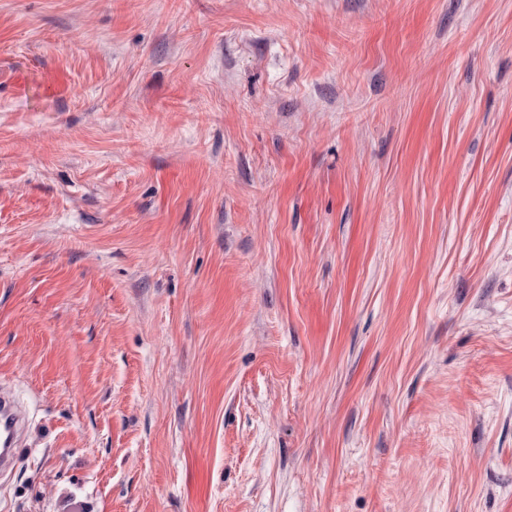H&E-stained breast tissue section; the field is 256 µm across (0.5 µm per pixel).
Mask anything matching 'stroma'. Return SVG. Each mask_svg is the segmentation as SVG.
Instances as JSON below:
<instances>
[{"mask_svg":"<svg viewBox=\"0 0 512 512\" xmlns=\"http://www.w3.org/2000/svg\"><path fill=\"white\" fill-rule=\"evenodd\" d=\"M0 512H512V0H0ZM28 416L16 393L0 386V475L12 473L18 461V450L28 427Z\"/></svg>","mask_w":512,"mask_h":512,"instance_id":"1","label":"stroma"}]
</instances>
